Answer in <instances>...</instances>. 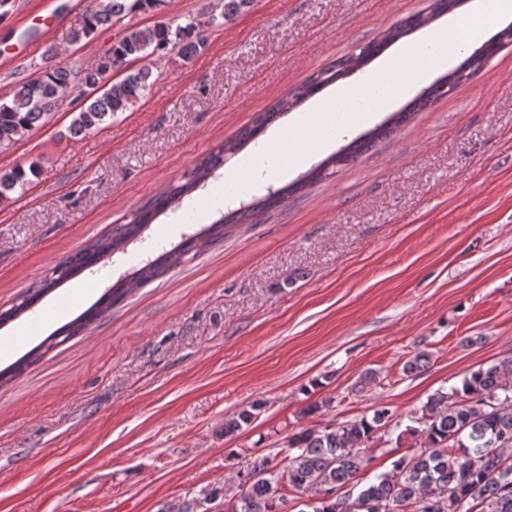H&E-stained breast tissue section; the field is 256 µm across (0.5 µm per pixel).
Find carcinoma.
Instances as JSON below:
<instances>
[{
	"instance_id": "obj_1",
	"label": "carcinoma",
	"mask_w": 512,
	"mask_h": 512,
	"mask_svg": "<svg viewBox=\"0 0 512 512\" xmlns=\"http://www.w3.org/2000/svg\"><path fill=\"white\" fill-rule=\"evenodd\" d=\"M159 0H92L81 27L71 33L78 44L100 28L137 12H146ZM220 14L210 13L206 20L195 17L184 25L164 24L141 27L127 24L106 50V55L83 70L73 73L66 67H46L34 77L14 86L10 98L0 101V148L8 147L43 124L52 114L64 91L81 89L80 109L73 113L68 134L77 138L98 129L108 119L138 104L151 85L152 69L138 62L158 53H169L190 61L204 46L200 33L204 25L219 26L251 7L253 0H222ZM460 6V0H434L429 14L415 13L387 29L367 44L357 56L312 75L293 96L282 100L256 116L239 135L224 142L183 177V182L158 194L140 207L126 224L112 230L67 257L58 267V276L29 288L23 302L0 311V326L16 319L48 292L65 280L121 251L140 237L156 218L174 204L194 193L203 182L224 166L226 155L236 153L257 139L276 117L325 87L345 78L411 31L445 12ZM500 34L468 56L456 68L460 79H469L503 45ZM350 160L348 154L333 155L311 169L306 179L314 181L330 165ZM38 164L28 168L17 165L0 170V205L18 190L25 191L37 175ZM298 189L293 183L281 189L268 188V194L252 205L250 214L261 213ZM245 216L230 212L205 227L201 234L186 236L178 245L161 253L127 277L118 279L99 302L74 321L61 328L48 342L41 343L9 367L0 370V384L21 375L55 347L54 340H67L84 331L101 315L122 302L129 294L162 277L185 262L200 247L199 236L209 242L224 239L228 229ZM261 406L253 405L224 419V435H232L252 423ZM400 427L389 408H377L366 416L322 428H304L289 435L280 451L255 458L236 474L238 493L227 486L204 489L178 507V512H208L205 505L218 500L229 512H284L287 499L281 493L285 485L301 492L305 500L299 512H512V358L469 372L461 386L430 395L421 414L410 418L404 433L419 442L392 462V468L363 482L362 473L371 469L374 457L370 444L378 435H391ZM284 456L286 465L277 462Z\"/></svg>"
}]
</instances>
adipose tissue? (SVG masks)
Wrapping results in <instances>:
<instances>
[{
  "label": "adipose tissue",
  "instance_id": "1",
  "mask_svg": "<svg viewBox=\"0 0 512 512\" xmlns=\"http://www.w3.org/2000/svg\"><path fill=\"white\" fill-rule=\"evenodd\" d=\"M509 15L512 0H493L490 10L459 15L449 28L433 33L426 48L404 49L387 57L363 79V87L371 92L374 106H385L405 94L430 68L463 54L498 18ZM331 107L330 100H318L311 112L264 140L260 150L244 159L246 170L262 171L269 155L283 152L288 155L289 165L307 161L325 145Z\"/></svg>",
  "mask_w": 512,
  "mask_h": 512
}]
</instances>
